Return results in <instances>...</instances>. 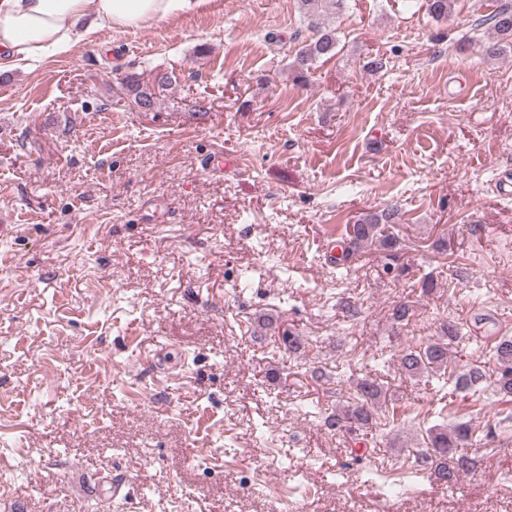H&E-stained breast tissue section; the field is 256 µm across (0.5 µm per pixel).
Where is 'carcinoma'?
<instances>
[{
	"mask_svg": "<svg viewBox=\"0 0 512 512\" xmlns=\"http://www.w3.org/2000/svg\"><path fill=\"white\" fill-rule=\"evenodd\" d=\"M311 32L309 39L301 42L295 54L292 67L300 73L307 72L324 57L336 54L339 40L336 26L325 19L327 10L340 9L344 0H299ZM456 0H427L429 14L437 20H448L453 16ZM487 26L494 40L482 46L484 55L490 59L500 56L505 47H512V0H502L493 10L481 16L475 27ZM124 86L135 95L137 106L150 111L154 105L152 94L143 90L139 79L128 75ZM398 218V208L392 206L380 214H368L361 222L348 225L345 235L348 242L341 247V256L331 258L341 269L351 254L365 245H374L386 256L394 259L400 246L399 234L392 224ZM441 335L428 340L425 345L408 347L398 356L400 370L410 376L424 373L439 379L438 389L427 409V414L441 415L448 410V386L460 392H480L492 389L495 395L512 396V339L502 337L490 347L489 359L495 362L491 369L483 365L470 364L461 371L448 370L449 353L452 347L470 344L472 337L465 335L464 325L453 320L440 323ZM382 387L372 374L367 373L357 379L350 388L346 403L342 408L326 417L324 425L328 429L353 434L363 429H371L382 422L398 418V410H384L379 406ZM473 430L467 422L451 426L435 425L426 430L423 439L425 450L420 455L421 465L427 469L435 481L451 487L464 475L477 470L483 458L464 452L472 441Z\"/></svg>",
	"mask_w": 512,
	"mask_h": 512,
	"instance_id": "1",
	"label": "carcinoma"
}]
</instances>
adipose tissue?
I'll return each mask as SVG.
<instances>
[{
  "instance_id": "ef3b65f1",
  "label": "adipose tissue",
  "mask_w": 512,
  "mask_h": 512,
  "mask_svg": "<svg viewBox=\"0 0 512 512\" xmlns=\"http://www.w3.org/2000/svg\"><path fill=\"white\" fill-rule=\"evenodd\" d=\"M192 5V0H0V70L33 68L68 51L81 27L137 28Z\"/></svg>"
}]
</instances>
